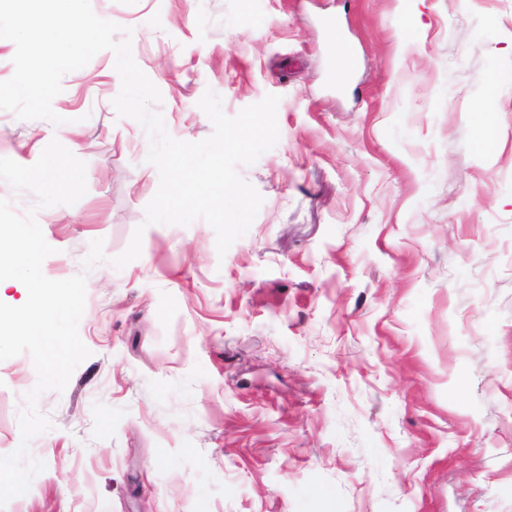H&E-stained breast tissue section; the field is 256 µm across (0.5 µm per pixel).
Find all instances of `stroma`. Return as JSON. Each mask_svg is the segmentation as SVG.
I'll use <instances>...</instances> for the list:
<instances>
[{
    "mask_svg": "<svg viewBox=\"0 0 512 512\" xmlns=\"http://www.w3.org/2000/svg\"><path fill=\"white\" fill-rule=\"evenodd\" d=\"M91 4L171 137L212 134L209 90L229 116L279 96L280 137L239 166L263 203L221 254L205 220L146 224L159 172L107 52L64 76L87 192L37 220L45 276H86L90 355L39 396L45 468L0 512H512V0ZM57 135L0 110V157ZM36 382L0 361V456Z\"/></svg>",
    "mask_w": 512,
    "mask_h": 512,
    "instance_id": "1",
    "label": "stroma"
}]
</instances>
